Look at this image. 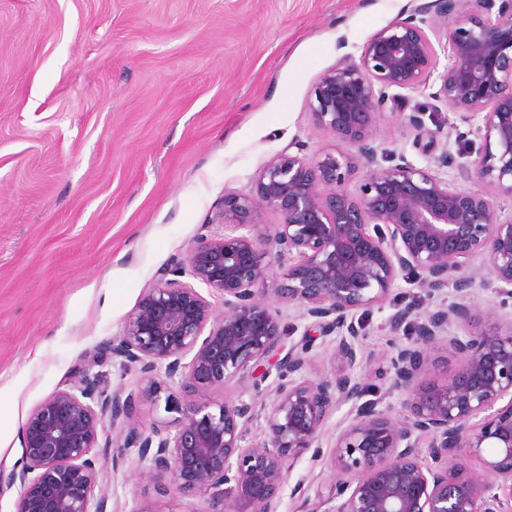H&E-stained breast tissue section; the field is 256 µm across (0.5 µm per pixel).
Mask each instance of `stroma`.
I'll use <instances>...</instances> for the list:
<instances>
[{
  "label": "stroma",
  "mask_w": 512,
  "mask_h": 512,
  "mask_svg": "<svg viewBox=\"0 0 512 512\" xmlns=\"http://www.w3.org/2000/svg\"><path fill=\"white\" fill-rule=\"evenodd\" d=\"M409 0H0V468L21 458L32 410L75 366L117 336L156 271L214 223L225 194L245 193L290 142L308 155L338 148L316 129L308 99L318 76L353 53ZM461 189L503 217L512 198L471 179L483 141L450 111ZM416 133L386 114L381 147L427 165ZM472 321L512 324V301L477 278ZM392 303L363 322L368 376L390 382L388 352L403 334ZM337 403L323 455L290 463L279 512H323L332 447L349 422ZM104 482L121 512H207L205 499L161 493L138 478L135 450ZM304 499L293 495L296 484Z\"/></svg>",
  "instance_id": "35a3bbf8"
}]
</instances>
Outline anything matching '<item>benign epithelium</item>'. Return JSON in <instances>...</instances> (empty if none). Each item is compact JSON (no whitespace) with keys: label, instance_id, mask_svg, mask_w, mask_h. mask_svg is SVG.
Segmentation results:
<instances>
[{"label":"benign epithelium","instance_id":"benign-epithelium-1","mask_svg":"<svg viewBox=\"0 0 512 512\" xmlns=\"http://www.w3.org/2000/svg\"><path fill=\"white\" fill-rule=\"evenodd\" d=\"M438 46L448 58L439 74ZM432 79V99L465 123L479 121L484 147L471 176L512 197V0H410L358 55L341 56L312 86L314 127L356 152L309 156L291 142L257 171L249 193L224 196L216 230L172 256L119 335L30 413L19 466L0 470V495L18 489L13 512H109L101 449L112 446L135 449L141 478L206 499V512H278L288 461L308 451L318 457L338 401L351 403V419L334 444L338 477L317 490L324 512H508L512 325L478 327L463 303L423 311L397 304L391 331L411 330L390 357L401 413L366 399L376 388L354 375L365 363L361 321L400 281L431 297L451 283L463 299L479 271L512 300V218L500 219L486 195L376 145L390 112L416 131L414 145L438 168L455 166L448 148L434 154L441 127L426 128L424 108L406 112L401 94ZM362 167L352 194L344 185ZM265 210L278 223L258 222ZM276 268L275 287H265ZM281 302L335 344L342 371L294 378L314 343L307 336L283 348ZM454 323L463 335L449 334ZM441 341L459 361L443 379L428 362ZM110 358L138 369V391L101 381L95 368ZM272 366L266 439L247 446L259 387L248 401L206 396L259 369L262 381ZM142 402H162L172 417L146 427L136 418ZM460 448L480 457L481 468ZM484 448L491 457L481 456Z\"/></svg>","mask_w":512,"mask_h":512}]
</instances>
